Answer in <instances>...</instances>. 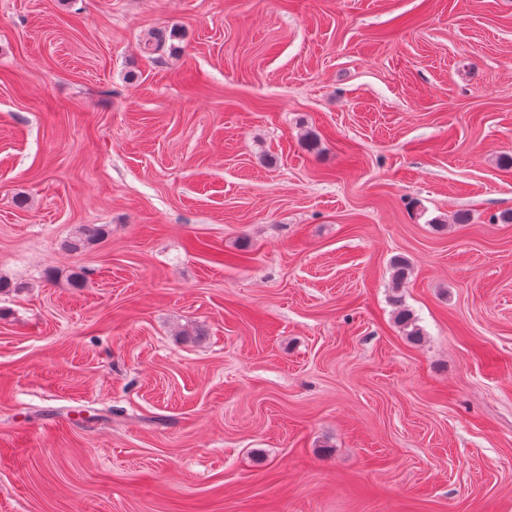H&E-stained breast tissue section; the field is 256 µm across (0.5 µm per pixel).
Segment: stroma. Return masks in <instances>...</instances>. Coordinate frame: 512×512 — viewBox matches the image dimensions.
<instances>
[{
  "label": "stroma",
  "instance_id": "obj_1",
  "mask_svg": "<svg viewBox=\"0 0 512 512\" xmlns=\"http://www.w3.org/2000/svg\"><path fill=\"white\" fill-rule=\"evenodd\" d=\"M511 157L512 0H0V512H512Z\"/></svg>",
  "mask_w": 512,
  "mask_h": 512
}]
</instances>
